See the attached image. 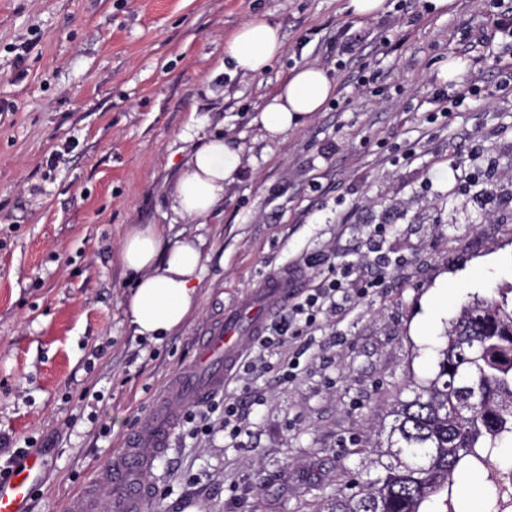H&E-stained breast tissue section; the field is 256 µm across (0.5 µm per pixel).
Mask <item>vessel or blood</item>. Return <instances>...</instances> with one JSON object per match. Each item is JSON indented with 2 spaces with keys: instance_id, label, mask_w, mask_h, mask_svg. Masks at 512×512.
I'll return each mask as SVG.
<instances>
[{
  "instance_id": "b4317fda",
  "label": "vessel or blood",
  "mask_w": 512,
  "mask_h": 512,
  "mask_svg": "<svg viewBox=\"0 0 512 512\" xmlns=\"http://www.w3.org/2000/svg\"><path fill=\"white\" fill-rule=\"evenodd\" d=\"M294 296L287 273L267 277L225 309L223 320L200 337L192 366L172 380L150 414L97 473L99 483L117 493L121 512H144L149 498L144 475L167 447L186 407L205 404L223 393L225 381L262 336L268 318ZM42 468L41 457L32 455L8 477H0V512H26Z\"/></svg>"
}]
</instances>
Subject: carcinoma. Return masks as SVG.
Masks as SVG:
<instances>
[{"mask_svg":"<svg viewBox=\"0 0 512 512\" xmlns=\"http://www.w3.org/2000/svg\"><path fill=\"white\" fill-rule=\"evenodd\" d=\"M437 349L435 371L409 380L385 440L369 451L376 476L359 471L326 512H455V471L482 467L487 505L498 508L491 456L512 447V302L497 291L461 304Z\"/></svg>","mask_w":512,"mask_h":512,"instance_id":"1","label":"carcinoma"}]
</instances>
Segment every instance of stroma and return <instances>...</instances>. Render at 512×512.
I'll use <instances>...</instances> for the list:
<instances>
[{"instance_id":"1","label":"stroma","mask_w":512,"mask_h":512,"mask_svg":"<svg viewBox=\"0 0 512 512\" xmlns=\"http://www.w3.org/2000/svg\"><path fill=\"white\" fill-rule=\"evenodd\" d=\"M346 0H0V458L32 445L45 466L30 512H66L93 485L197 343L242 293L283 268L312 287L305 256L374 273L373 225L399 259L380 288L267 353L246 382L243 442L179 422L145 475L146 512H323L360 451L392 421L409 379L469 296L512 288V51L472 44L500 0H387L351 19ZM276 22L284 55L260 76L224 68L243 21ZM368 32L341 55L344 25ZM458 62L449 76V62ZM297 64L336 86L324 111L279 138L259 116ZM481 93L468 95V85ZM465 94L442 113L438 91ZM221 134L239 146L235 182L207 218L186 221L171 194L192 149ZM480 154H473L472 144ZM166 244L203 243L199 304L161 341L136 336L133 283L119 262L129 228ZM301 352L293 381L284 355Z\"/></svg>"}]
</instances>
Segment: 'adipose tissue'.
<instances>
[{
    "label": "adipose tissue",
    "instance_id": "ef3b65f1",
    "mask_svg": "<svg viewBox=\"0 0 512 512\" xmlns=\"http://www.w3.org/2000/svg\"><path fill=\"white\" fill-rule=\"evenodd\" d=\"M278 25L252 18L224 40V60L234 71L259 76L283 53ZM335 85L320 68H292L260 114L269 136L276 137L323 111L333 98ZM238 170V150L229 140L210 137L192 152L173 191V210L182 218L207 217L224 197ZM120 259L134 280L126 317L136 334L163 337L181 326L198 305L202 273L199 243L186 238L164 245L154 226L127 232Z\"/></svg>",
    "mask_w": 512,
    "mask_h": 512
}]
</instances>
